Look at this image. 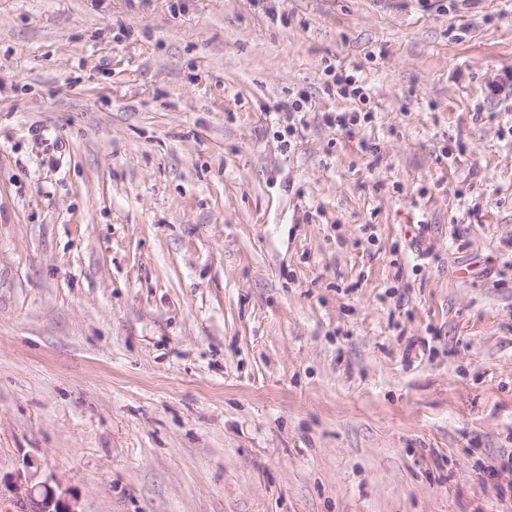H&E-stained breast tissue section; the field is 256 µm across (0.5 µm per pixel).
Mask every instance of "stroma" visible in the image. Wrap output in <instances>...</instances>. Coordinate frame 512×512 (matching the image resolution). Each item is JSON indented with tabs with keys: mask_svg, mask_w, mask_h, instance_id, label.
I'll list each match as a JSON object with an SVG mask.
<instances>
[{
	"mask_svg": "<svg viewBox=\"0 0 512 512\" xmlns=\"http://www.w3.org/2000/svg\"><path fill=\"white\" fill-rule=\"evenodd\" d=\"M506 68L512 0H0V512H512ZM326 71L329 73L334 72L332 77L333 85L336 87V93L346 99L352 100L361 105L366 103L368 98L367 93L364 92V87L358 83V80L352 74H347L345 69L336 70V72L329 68ZM24 480V482H23ZM14 490L22 494L26 512H79L66 498L63 492L58 493L55 488L45 483L38 488L29 487L25 478L18 475L14 481ZM22 490L23 493H22ZM20 491V492H19Z\"/></svg>",
	"mask_w": 512,
	"mask_h": 512,
	"instance_id": "obj_1",
	"label": "stroma"
}]
</instances>
